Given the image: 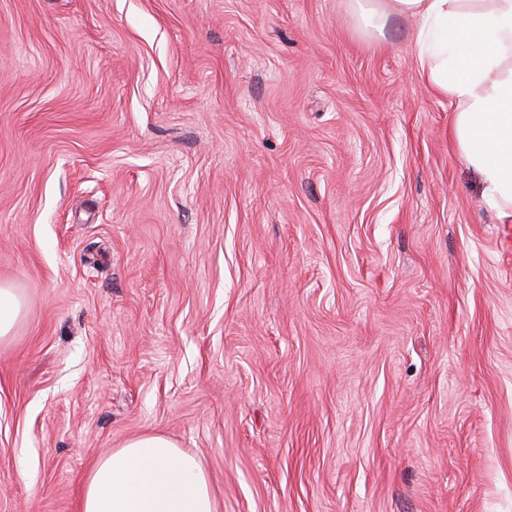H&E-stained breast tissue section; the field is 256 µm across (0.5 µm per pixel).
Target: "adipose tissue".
I'll list each match as a JSON object with an SVG mask.
<instances>
[{
    "label": "adipose tissue",
    "mask_w": 512,
    "mask_h": 512,
    "mask_svg": "<svg viewBox=\"0 0 512 512\" xmlns=\"http://www.w3.org/2000/svg\"><path fill=\"white\" fill-rule=\"evenodd\" d=\"M356 23L383 36L389 14L416 19L420 69L456 112L452 137L483 182L482 198L512 216V0H351ZM80 512H216L197 456L145 435L89 473Z\"/></svg>",
    "instance_id": "adipose-tissue-1"
}]
</instances>
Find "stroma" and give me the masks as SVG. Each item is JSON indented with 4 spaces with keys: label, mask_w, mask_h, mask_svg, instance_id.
<instances>
[{
    "label": "stroma",
    "mask_w": 512,
    "mask_h": 512,
    "mask_svg": "<svg viewBox=\"0 0 512 512\" xmlns=\"http://www.w3.org/2000/svg\"><path fill=\"white\" fill-rule=\"evenodd\" d=\"M415 26L0 0V512L147 433L216 512H512V217ZM23 310V303L10 285L0 284V338L8 336Z\"/></svg>",
    "instance_id": "obj_1"
}]
</instances>
